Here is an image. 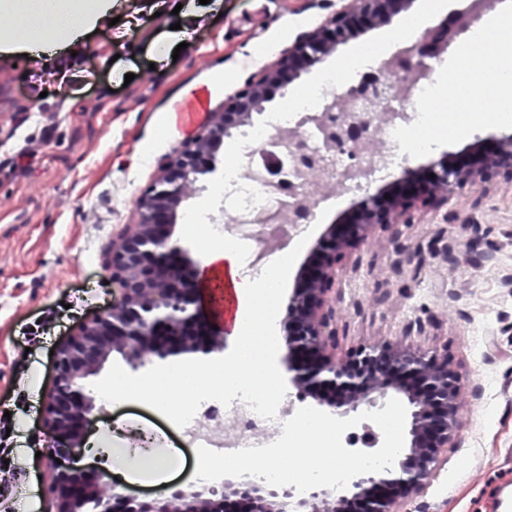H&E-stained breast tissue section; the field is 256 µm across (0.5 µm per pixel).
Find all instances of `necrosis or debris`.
<instances>
[{
    "label": "necrosis or debris",
    "mask_w": 512,
    "mask_h": 512,
    "mask_svg": "<svg viewBox=\"0 0 512 512\" xmlns=\"http://www.w3.org/2000/svg\"><path fill=\"white\" fill-rule=\"evenodd\" d=\"M353 71L370 86L347 111L331 110L342 90L335 76L326 75L321 85L304 93L302 102L269 113L263 124L253 127L225 169L224 212L215 216L213 232L225 245L247 246L255 278L264 274L271 242L290 243L314 223V212L302 214L297 208L313 179L336 181L356 162L384 177L422 149L419 115L456 108L453 99L436 100L429 79L401 94L399 68L385 65L382 58H364ZM291 132L304 141V152L285 153L284 139ZM264 154L281 157L278 171L259 166ZM288 417L280 397L248 375L231 387L215 376L208 393L188 404L177 426L190 447L232 452L274 442Z\"/></svg>",
    "instance_id": "necrosis-or-debris-1"
}]
</instances>
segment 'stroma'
Listing matches in <instances>:
<instances>
[{
    "label": "stroma",
    "instance_id": "1",
    "mask_svg": "<svg viewBox=\"0 0 512 512\" xmlns=\"http://www.w3.org/2000/svg\"><path fill=\"white\" fill-rule=\"evenodd\" d=\"M429 14L424 0L391 25L351 36L323 63L340 83L343 64L358 47L395 45L408 22L424 30L448 17L455 0ZM327 9L308 0H100L82 33L64 45L24 54L0 45V512H46L52 507L55 437L46 403L55 377L53 349L79 327L111 309L119 297L110 281L112 244L138 219L140 194L159 174L166 154L206 124L225 100L272 64L299 34L319 25ZM202 97L190 123L171 119L178 103ZM479 120L458 113L430 152L409 158L420 169L441 157L464 158L490 136L512 134L497 122L491 91ZM221 174L193 186L176 234L197 267L207 246L187 215L220 208ZM311 192L317 220L288 270L287 289L329 226L351 214L359 197L327 202L320 181ZM495 251L493 263L449 261L472 235ZM438 249L428 252L430 239ZM336 356L386 341L447 351L462 375L457 445L445 451L433 483L404 512H496L512 499V185L499 182L455 193L447 204L415 209L412 220L374 229L336 267ZM165 364L131 365L115 353L88 380L92 392L122 377L133 385L158 380ZM163 399L133 393L102 405L88 430L80 466H99L89 446L119 421L142 428L172 426L186 397L172 383ZM117 447H127L114 435ZM165 484L147 475L104 479L128 493L154 498L165 488H189L195 449L175 444Z\"/></svg>",
    "mask_w": 512,
    "mask_h": 512
}]
</instances>
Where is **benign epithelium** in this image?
Masks as SVG:
<instances>
[{
    "label": "benign epithelium",
    "mask_w": 512,
    "mask_h": 512,
    "mask_svg": "<svg viewBox=\"0 0 512 512\" xmlns=\"http://www.w3.org/2000/svg\"><path fill=\"white\" fill-rule=\"evenodd\" d=\"M411 4L412 0H344L341 9L299 35L258 78L229 97L210 124L172 148L159 176L138 200V222L112 244L118 301L80 326L57 350L47 423L69 455H81L85 431L97 410L87 379L112 353L142 363L224 351V331L211 328L201 305L197 271L175 239L188 190L199 177L217 171L224 139L253 125L272 91L286 92L303 73L333 54L357 26H386ZM487 8L488 0H465L451 21L423 31L391 60L410 74V82L417 81L428 74L429 61L451 51ZM498 178L512 181L511 134L486 141L481 157L466 165L440 158L421 175L406 168L397 181V196L366 195L352 221L321 241L318 258L290 297L286 363L296 397H311L329 412L349 418L388 394L406 397L413 407L411 439L397 466L357 476L336 494L312 489L299 498L286 486L247 484L230 493L213 487L206 494L188 495L177 489L167 497L138 503L117 486H105L101 472L71 468L54 475L56 512H281L291 499L297 512H343L347 503L356 504L357 512H402L401 503L432 483L443 450L454 446L460 427L461 375L446 352L388 342L361 345L336 358V265L367 239L370 228L407 224L415 208H438L466 186ZM463 259L490 263L494 253L481 239L472 238Z\"/></svg>",
    "instance_id": "benign-epithelium-1"
}]
</instances>
